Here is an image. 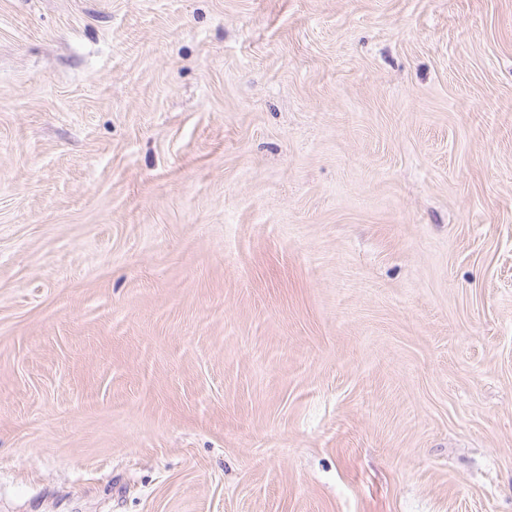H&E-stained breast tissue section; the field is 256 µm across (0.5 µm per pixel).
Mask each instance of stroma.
Here are the masks:
<instances>
[{"mask_svg": "<svg viewBox=\"0 0 512 512\" xmlns=\"http://www.w3.org/2000/svg\"><path fill=\"white\" fill-rule=\"evenodd\" d=\"M0 512H512V0H0Z\"/></svg>", "mask_w": 512, "mask_h": 512, "instance_id": "35a3bbf8", "label": "stroma"}]
</instances>
